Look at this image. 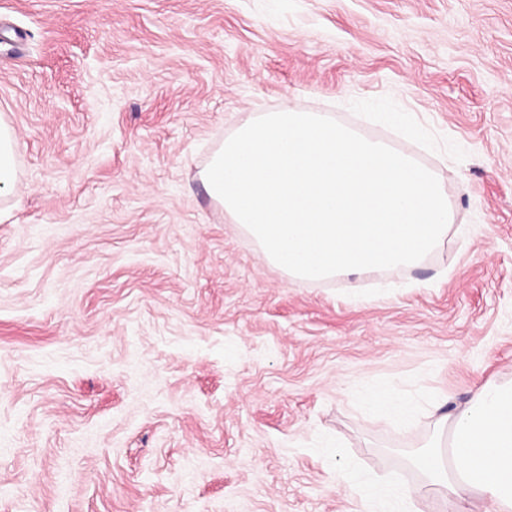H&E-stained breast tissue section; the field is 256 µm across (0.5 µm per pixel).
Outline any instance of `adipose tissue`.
I'll return each mask as SVG.
<instances>
[{"label":"adipose tissue","mask_w":512,"mask_h":512,"mask_svg":"<svg viewBox=\"0 0 512 512\" xmlns=\"http://www.w3.org/2000/svg\"><path fill=\"white\" fill-rule=\"evenodd\" d=\"M364 404L402 429L419 412L388 385L368 393ZM443 407L440 399L431 404L437 441L416 468L453 512H512V379L477 386L460 409Z\"/></svg>","instance_id":"obj_1"}]
</instances>
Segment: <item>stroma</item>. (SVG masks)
Returning <instances> with one entry per match:
<instances>
[{
	"instance_id": "stroma-1",
	"label": "stroma",
	"mask_w": 512,
	"mask_h": 512,
	"mask_svg": "<svg viewBox=\"0 0 512 512\" xmlns=\"http://www.w3.org/2000/svg\"><path fill=\"white\" fill-rule=\"evenodd\" d=\"M291 107L434 169L421 265L294 281L201 173ZM0 512H364L512 378V0H0ZM18 142L14 129L0 117V194L16 180L15 156ZM364 404L370 411L390 419L402 429L412 427L419 412L417 406L407 403L388 385L368 393L364 398ZM348 490L353 497H356L363 504H371L386 499L395 493L403 500H410L415 497L419 489L402 484L396 475H392L386 485H378L368 480H355L348 484Z\"/></svg>"
}]
</instances>
